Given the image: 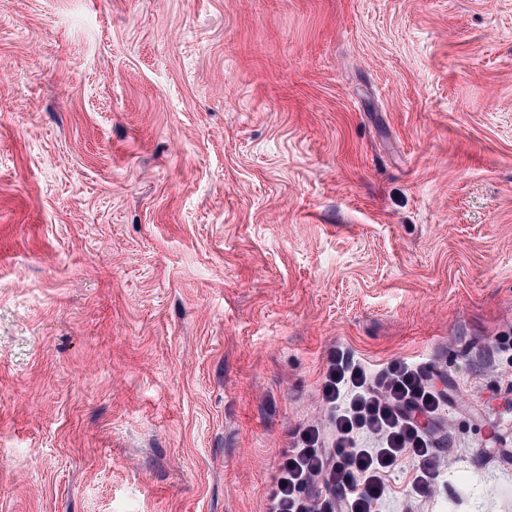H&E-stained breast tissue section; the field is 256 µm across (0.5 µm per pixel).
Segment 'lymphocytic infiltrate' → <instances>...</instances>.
<instances>
[{
	"label": "lymphocytic infiltrate",
	"mask_w": 512,
	"mask_h": 512,
	"mask_svg": "<svg viewBox=\"0 0 512 512\" xmlns=\"http://www.w3.org/2000/svg\"><path fill=\"white\" fill-rule=\"evenodd\" d=\"M321 390L334 408L330 429L298 433L278 467L267 512H376L390 493L389 472L407 458L420 464L412 493L435 495L441 466L427 427L442 400L420 370L395 362L373 372L340 348ZM364 434L374 436L372 445L361 443Z\"/></svg>",
	"instance_id": "1"
}]
</instances>
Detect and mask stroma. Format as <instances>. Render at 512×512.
I'll list each match as a JSON object with an SVG mask.
<instances>
[{
  "label": "stroma",
  "mask_w": 512,
  "mask_h": 512,
  "mask_svg": "<svg viewBox=\"0 0 512 512\" xmlns=\"http://www.w3.org/2000/svg\"><path fill=\"white\" fill-rule=\"evenodd\" d=\"M501 336L512 0H0V512H266L337 347L512 512Z\"/></svg>",
  "instance_id": "obj_1"
}]
</instances>
